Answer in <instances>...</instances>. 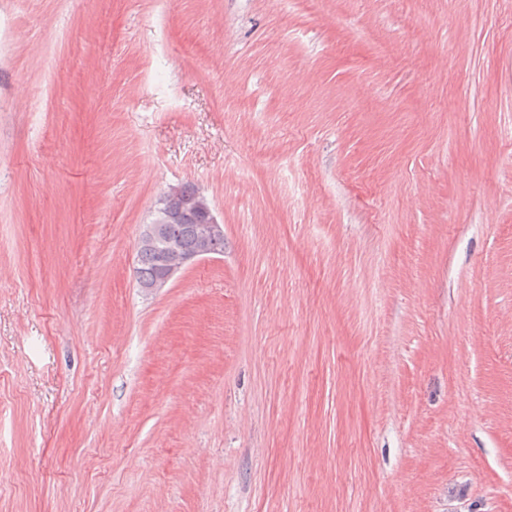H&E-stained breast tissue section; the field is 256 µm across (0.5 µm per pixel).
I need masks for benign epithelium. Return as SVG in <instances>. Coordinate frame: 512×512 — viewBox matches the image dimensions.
<instances>
[{
    "mask_svg": "<svg viewBox=\"0 0 512 512\" xmlns=\"http://www.w3.org/2000/svg\"><path fill=\"white\" fill-rule=\"evenodd\" d=\"M193 214L203 217L202 222L196 225L197 246L186 248L177 241L165 238L164 225L178 223ZM222 236L224 225L217 221L212 208L200 194L184 198L181 209L177 211L161 210L157 220L147 225L140 239L141 248L156 251L162 267V275L146 285L145 289L156 293L165 288L187 265L213 255L207 248V243Z\"/></svg>",
    "mask_w": 512,
    "mask_h": 512,
    "instance_id": "benign-epithelium-1",
    "label": "benign epithelium"
}]
</instances>
